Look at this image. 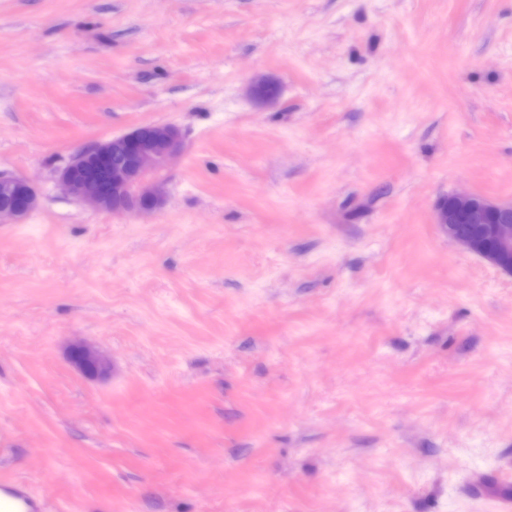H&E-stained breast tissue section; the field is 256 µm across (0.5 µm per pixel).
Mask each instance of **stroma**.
Returning <instances> with one entry per match:
<instances>
[{"label": "stroma", "mask_w": 512, "mask_h": 512, "mask_svg": "<svg viewBox=\"0 0 512 512\" xmlns=\"http://www.w3.org/2000/svg\"><path fill=\"white\" fill-rule=\"evenodd\" d=\"M148 123L161 210L61 192ZM0 171V512L512 501V275L434 213L512 199V0H0ZM0 220L24 219L38 205L36 188L25 178L0 174ZM69 357L88 376L105 375L111 369L109 357L84 341H76L70 345Z\"/></svg>", "instance_id": "1"}]
</instances>
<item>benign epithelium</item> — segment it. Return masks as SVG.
Instances as JSON below:
<instances>
[{"instance_id": "benign-epithelium-1", "label": "benign epithelium", "mask_w": 512, "mask_h": 512, "mask_svg": "<svg viewBox=\"0 0 512 512\" xmlns=\"http://www.w3.org/2000/svg\"><path fill=\"white\" fill-rule=\"evenodd\" d=\"M183 149L181 131L170 124H143L76 152L58 171L66 194L94 209L117 216H136L160 209L164 203L163 173ZM38 205L36 188L25 178L0 174V219H24ZM436 223L448 240L512 274V201H500L459 191L440 200ZM461 224L489 227L490 236L464 232ZM71 361L86 375L111 369L107 355L76 341Z\"/></svg>"}]
</instances>
